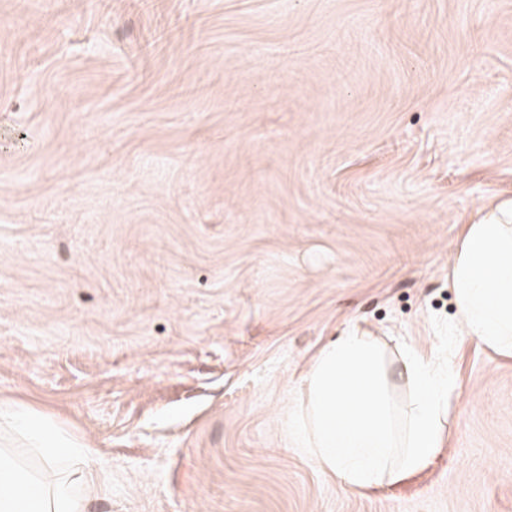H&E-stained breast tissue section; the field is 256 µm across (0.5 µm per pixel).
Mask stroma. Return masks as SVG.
<instances>
[{
    "mask_svg": "<svg viewBox=\"0 0 512 512\" xmlns=\"http://www.w3.org/2000/svg\"><path fill=\"white\" fill-rule=\"evenodd\" d=\"M512 221V0H0V401L89 512H512V355L460 335ZM359 330L454 378L421 471L352 491L294 417ZM450 262L459 332L512 353V224H467Z\"/></svg>",
    "mask_w": 512,
    "mask_h": 512,
    "instance_id": "stroma-1",
    "label": "stroma"
}]
</instances>
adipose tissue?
I'll return each instance as SVG.
<instances>
[{"instance_id": "adipose-tissue-1", "label": "adipose tissue", "mask_w": 512, "mask_h": 512, "mask_svg": "<svg viewBox=\"0 0 512 512\" xmlns=\"http://www.w3.org/2000/svg\"><path fill=\"white\" fill-rule=\"evenodd\" d=\"M450 286L459 331L487 347L512 353V224H470L451 252ZM400 377L412 392L408 432L397 439L390 418V371L375 340L355 331L325 345L305 378L303 421L319 467L357 490L426 467L444 443L441 417L454 380L435 361L410 346ZM24 436L26 448L0 447V512H88L102 492L101 470L89 451L62 435H48L34 412L0 404V431ZM40 457V471L26 451Z\"/></svg>"}]
</instances>
